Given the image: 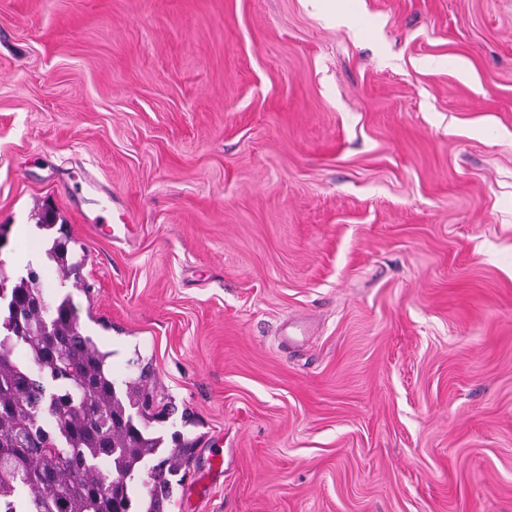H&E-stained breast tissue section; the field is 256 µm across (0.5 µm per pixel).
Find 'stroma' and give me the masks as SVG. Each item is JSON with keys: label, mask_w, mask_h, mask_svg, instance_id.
I'll use <instances>...</instances> for the list:
<instances>
[{"label": "stroma", "mask_w": 512, "mask_h": 512, "mask_svg": "<svg viewBox=\"0 0 512 512\" xmlns=\"http://www.w3.org/2000/svg\"><path fill=\"white\" fill-rule=\"evenodd\" d=\"M61 236L169 512H512V0H0V263Z\"/></svg>", "instance_id": "obj_1"}]
</instances>
